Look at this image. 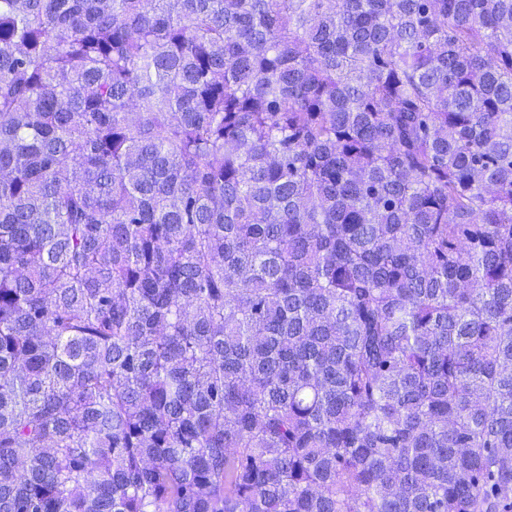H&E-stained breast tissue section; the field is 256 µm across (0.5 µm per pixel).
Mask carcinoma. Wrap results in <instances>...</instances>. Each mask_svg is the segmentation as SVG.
<instances>
[{
  "mask_svg": "<svg viewBox=\"0 0 512 512\" xmlns=\"http://www.w3.org/2000/svg\"><path fill=\"white\" fill-rule=\"evenodd\" d=\"M0 512H512V0H0Z\"/></svg>",
  "mask_w": 512,
  "mask_h": 512,
  "instance_id": "cac0c4a2",
  "label": "carcinoma"
}]
</instances>
